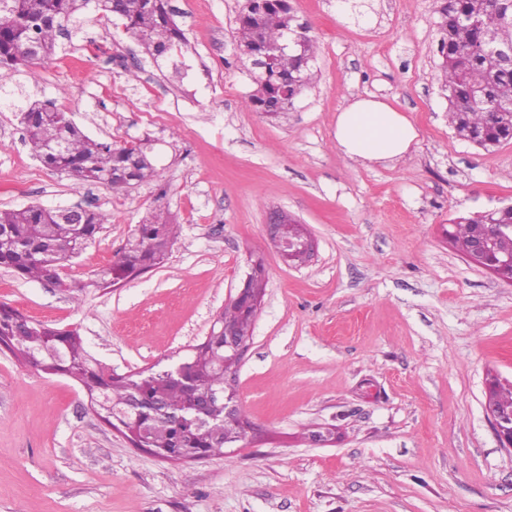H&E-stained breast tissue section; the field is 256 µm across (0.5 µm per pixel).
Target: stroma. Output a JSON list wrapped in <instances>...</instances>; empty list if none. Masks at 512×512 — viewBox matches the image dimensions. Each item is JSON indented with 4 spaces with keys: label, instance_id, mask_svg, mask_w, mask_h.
<instances>
[{
    "label": "stroma",
    "instance_id": "obj_1",
    "mask_svg": "<svg viewBox=\"0 0 512 512\" xmlns=\"http://www.w3.org/2000/svg\"><path fill=\"white\" fill-rule=\"evenodd\" d=\"M241 2L170 0L188 41L182 79L93 10L50 61L6 78L0 207L79 206L109 221L63 270L85 293L0 268V305L77 329L112 371L159 370L204 341L263 258L237 380L245 443L163 460L103 422L69 377L0 346V512H512V452L484 410L488 379L512 381V285L447 234L458 216L512 204V140L485 150L450 125L436 0H363L358 13L291 0L318 44L314 82L279 116L246 109ZM369 94L417 126L403 159L363 163L337 148V112ZM46 99L90 136L151 139L164 189L117 194L46 168L17 111ZM159 205L177 226L165 263L92 287ZM273 209L305 225L308 261L281 257ZM321 427L330 442L312 444ZM267 274L266 268L262 260H255L250 267V273H248L242 288H239L233 296H230L227 305L234 304L244 311L251 312L255 318L258 315L262 297L258 296L253 288H259L262 292L264 291V281L259 280L253 283V287L249 288V281L254 276H261L265 278Z\"/></svg>",
    "mask_w": 512,
    "mask_h": 512
}]
</instances>
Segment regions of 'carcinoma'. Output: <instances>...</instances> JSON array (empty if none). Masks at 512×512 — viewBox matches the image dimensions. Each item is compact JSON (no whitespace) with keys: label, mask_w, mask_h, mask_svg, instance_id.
<instances>
[{"label":"carcinoma","mask_w":512,"mask_h":512,"mask_svg":"<svg viewBox=\"0 0 512 512\" xmlns=\"http://www.w3.org/2000/svg\"><path fill=\"white\" fill-rule=\"evenodd\" d=\"M110 13L122 22L154 59H170L179 75L184 61L172 58L186 44L173 19L170 0H0V77L28 65V49L43 61L54 55L67 22L89 8ZM435 27L439 34L438 68L448 100L450 123L457 133L485 150L512 140V66L492 48L512 34L503 21L497 0H438ZM295 40L290 51L270 53L273 45ZM237 42L244 56L262 61L254 89L244 100L270 116L288 109L312 83L314 40L297 22L289 0H244L238 14ZM25 141L46 167L61 171L78 184L92 182L121 191L145 181L161 182L146 143L114 147L85 134L68 114L49 101H33L19 109ZM60 207L29 205L0 208V268L22 278L62 283L69 293L87 285L60 275L77 256L71 244L83 250L107 222L100 211L81 209L80 222L61 223ZM512 223V210L503 207L453 220L448 237L466 253L476 226L491 233L499 254L512 253V231L498 225ZM176 238V225L163 209L137 225L125 247L103 272L99 288L132 280L162 264ZM222 318L251 336L253 317L234 307ZM0 344L32 368L61 371L87 392L93 408L110 425H135L144 448L167 460L185 461L198 452L224 453L221 442L233 431L224 429L218 411L198 426L185 407V391L178 379L155 373L121 375L94 359L77 331H64L28 320L22 313L0 306ZM185 378L195 394L207 399L224 388V371L214 362V349H199L187 360Z\"/></svg>","instance_id":"1"}]
</instances>
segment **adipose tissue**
I'll return each mask as SVG.
<instances>
[{"label":"adipose tissue","instance_id":"adipose-tissue-1","mask_svg":"<svg viewBox=\"0 0 512 512\" xmlns=\"http://www.w3.org/2000/svg\"><path fill=\"white\" fill-rule=\"evenodd\" d=\"M334 137L340 151L365 162L401 159L419 133L409 117L375 97H360L336 114Z\"/></svg>","mask_w":512,"mask_h":512}]
</instances>
